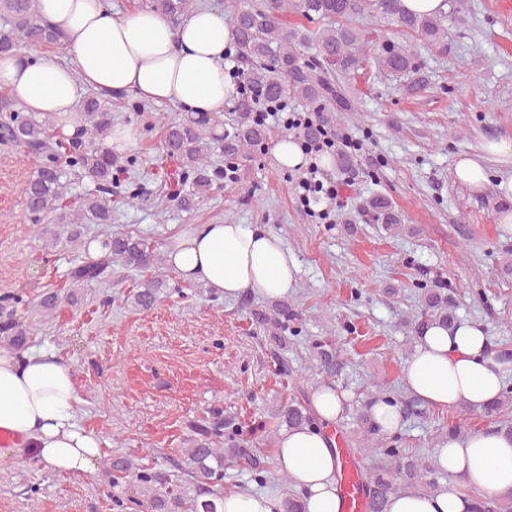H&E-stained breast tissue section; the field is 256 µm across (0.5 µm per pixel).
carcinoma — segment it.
<instances>
[{"mask_svg":"<svg viewBox=\"0 0 512 512\" xmlns=\"http://www.w3.org/2000/svg\"><path fill=\"white\" fill-rule=\"evenodd\" d=\"M147 7L164 18L175 19L194 7V0H148ZM228 16L236 58L245 65L244 76L255 92L232 93L233 107L229 129L220 138L204 127V122L175 121L165 130L167 155L180 165L184 190L169 201L182 211L192 210L197 201L208 196L224 182V169L209 162L215 142H221L224 158L231 165L239 164L248 150L262 144L267 129L254 113L263 101L288 98L304 100L321 122H333L334 113L349 112L352 104L348 82L364 64L390 73L414 74L418 64L410 47L391 38L368 40L357 21L366 16L378 17L390 25L441 46L448 39V13L417 15L405 11L400 0H229ZM288 12L302 16L321 26L316 30L289 26L282 21ZM62 34L41 15L38 0H0V55L14 54L24 43L56 44ZM82 128L72 138L54 136L56 120L49 114L26 112L9 97L0 96V145L15 148L25 156H35L40 165L24 184L26 208L36 230L49 236L47 244L65 241L82 250V261L72 271L74 289L66 295L45 289L38 298L24 288L0 294V343L13 350H22L29 342L33 328L19 321L18 312L34 308L42 316H51L65 301L78 302V288L91 282H105L112 275V261L139 273L151 272L142 279L126 299L141 309L152 307L160 288L166 285L170 268L163 256L155 253L140 236L108 235L99 241V254H88L90 241L82 239L84 224L112 223V193L125 189L129 203L139 198L137 185L122 184L120 175L133 163L112 155L105 146L112 127V95L92 92L81 104ZM89 181L86 191L75 205L66 203L73 181ZM55 213V223L44 224L42 217ZM363 216L389 233L403 229L402 218L391 199L384 194L369 197L362 208ZM257 323L269 333L270 357L279 373L288 374V360L280 353L285 334L298 336L299 312L288 302L276 300L267 311L256 313ZM456 323L454 305L448 289L435 286L427 290L424 303L414 316L412 332L429 323ZM308 350L322 372L336 375V348L321 339H307ZM512 406V386L501 398L484 409L495 418ZM316 418L309 406L295 398L278 411L277 424L260 429L273 436L278 427L315 426ZM359 447L350 455H378L377 469L361 476V484L374 505L373 512H388L396 477L410 486L436 489L444 474L426 458L409 454L404 448L384 440L368 411L359 416ZM183 450L177 472L170 474L153 466L141 465L132 459L111 463L110 487L115 489L133 482L146 499L126 493L112 494L117 512L141 508L143 512H219L223 500L224 465L241 467L250 480L262 485L278 477L273 461L248 445L242 427L234 418L215 412L192 425V435ZM471 512H512V494L492 493L467 496Z\"/></svg>","mask_w":512,"mask_h":512,"instance_id":"obj_1","label":"carcinoma"}]
</instances>
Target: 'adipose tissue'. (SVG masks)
<instances>
[{
	"mask_svg": "<svg viewBox=\"0 0 512 512\" xmlns=\"http://www.w3.org/2000/svg\"><path fill=\"white\" fill-rule=\"evenodd\" d=\"M41 14L65 34L72 64L55 56L0 57V90L26 111L57 116L65 133L78 127L72 114L86 90L136 94L176 103L197 114L222 112L231 93L224 71L230 33L213 7L192 11L179 24L139 8L113 13L107 0H39ZM183 279L227 298L249 289L271 298L295 287L299 267L283 239L259 226L188 224L165 247ZM507 365L482 325L469 321L424 327L403 367V383L421 405L481 411L505 387ZM344 396L321 385L313 394L318 427L283 431L276 461L302 494L303 512H339L336 420ZM82 404L71 367L43 351L0 350V432L13 435L12 452L48 470L81 477L94 473L101 441L82 423ZM450 485L433 492L393 495L388 512H467L455 482L512 493V435L500 430L448 437L434 455ZM221 512H283V497L243 489L226 494Z\"/></svg>",
	"mask_w": 512,
	"mask_h": 512,
	"instance_id": "obj_1",
	"label": "adipose tissue"
}]
</instances>
